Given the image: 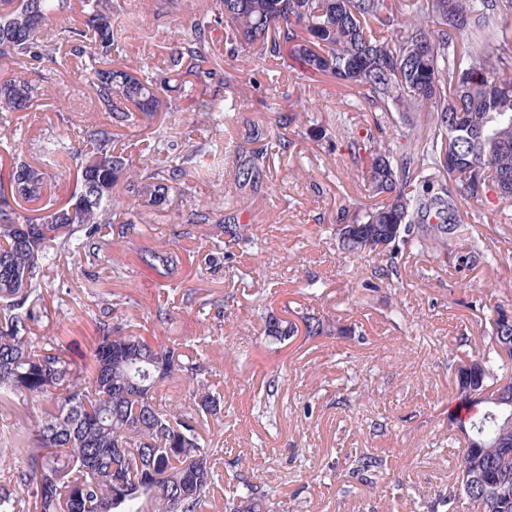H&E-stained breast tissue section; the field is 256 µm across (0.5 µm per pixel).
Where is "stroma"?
<instances>
[{
    "mask_svg": "<svg viewBox=\"0 0 512 512\" xmlns=\"http://www.w3.org/2000/svg\"><path fill=\"white\" fill-rule=\"evenodd\" d=\"M115 25L136 19L141 32L121 44L128 63L155 71L180 47L184 23L199 0H181L156 16L154 0H123ZM211 37L216 54L205 69L208 108L177 98L166 121L172 139L154 154L148 129L125 126L117 143L140 166L195 149L223 164L144 213L139 231L113 237L123 257L114 274L103 260L88 263L58 253L45 273L48 316L38 336H59L77 363L93 352L99 319L126 313L133 332L171 339L206 368L205 381L221 411L199 431L218 448L214 494L206 512H225L252 472L262 474L277 512H427L458 466L461 434L448 426L455 413L450 356L471 357L485 347V323L496 308H512V201H462V213L481 212L473 241L484 247L476 264L463 263L471 241L409 244L385 278L374 258L338 246L341 209L373 204L349 134L365 132L371 112L356 90L335 80H298L274 59L246 51L228 55L224 32ZM41 81L34 105L13 113L18 154L43 161L42 147L76 137L86 125H110L91 103L81 62L62 73L31 67ZM307 107L303 125L289 113ZM259 127L248 150L263 157L255 185L237 181L236 135ZM240 212L245 240L216 247L218 228L193 224L194 212L215 203ZM170 239L179 258L171 274L142 258ZM355 327L352 336H267L269 317L294 321L303 313ZM45 402L0 403V481L15 450L7 437L26 435ZM359 451L384 459L369 480L350 477L345 458Z\"/></svg>",
    "mask_w": 512,
    "mask_h": 512,
    "instance_id": "35a3bbf8",
    "label": "stroma"
}]
</instances>
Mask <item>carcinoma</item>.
<instances>
[{"label": "carcinoma", "instance_id": "cac0c4a2", "mask_svg": "<svg viewBox=\"0 0 512 512\" xmlns=\"http://www.w3.org/2000/svg\"><path fill=\"white\" fill-rule=\"evenodd\" d=\"M71 9L70 0H0V122L30 105L40 87L26 78L28 65L61 72L70 57L84 61L92 103L118 126L153 127L158 141L167 126L159 114L172 108L169 92L197 91L213 51L209 34L224 26L230 55L247 50L282 61L297 78H333L356 87L374 127L406 130L402 152L375 139L372 130L348 137L347 151L363 162L367 191L382 201L342 210L336 238L346 251L375 256L397 268L400 245L414 239L471 240L464 256H483L460 215L461 200L512 199V0H215L191 17L182 46L162 75L135 68L120 55L124 29L112 25V8L86 0L80 24L53 29L47 22ZM433 121L416 130L417 114ZM79 144L48 140V164L74 169L73 189L59 202H43L47 172L24 161L0 164V400H46L50 409L17 440L18 465L0 485V512H200L214 484L218 449L196 430V418L214 416L220 399L206 392L174 415L156 401L165 380L201 383L204 367L175 346L151 344L119 316L97 325L93 368L67 358L58 336H33L45 311L44 270L57 251H84L117 267L112 241L100 236L124 215L167 201V179H180L190 162L193 178L210 177L205 156L181 157L167 169L137 168L115 152L114 133L83 127ZM238 183L246 188L260 154L238 149ZM125 179L131 200L116 190ZM33 209L26 208V205ZM34 215L27 214V211ZM195 224H218L236 238L240 213L221 203L193 213ZM178 263L170 240L158 243L146 265L170 274ZM307 337L352 336V326L301 316ZM276 337L295 336L296 323L269 318ZM512 310L498 308L486 323L481 354L455 361L457 399L485 404L477 418L459 423L465 447L454 481L430 508L456 512L464 499L474 512H512ZM349 471L364 478L382 460L348 454ZM245 495L229 512H257L265 497L262 477L244 481Z\"/></svg>", "mask_w": 512, "mask_h": 512}]
</instances>
